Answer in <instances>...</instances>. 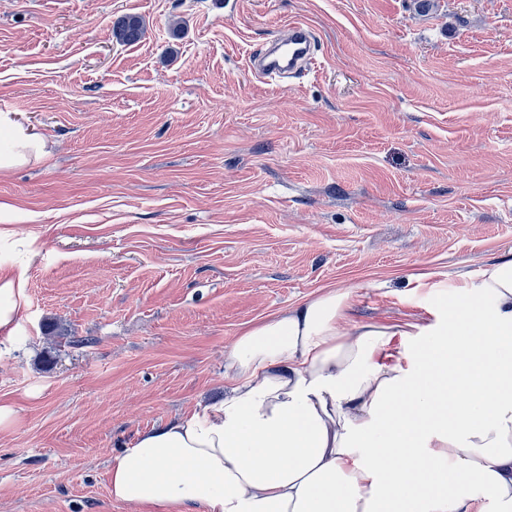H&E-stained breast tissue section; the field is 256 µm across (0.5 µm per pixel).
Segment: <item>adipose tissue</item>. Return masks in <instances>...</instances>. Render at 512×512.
Wrapping results in <instances>:
<instances>
[{"label":"adipose tissue","instance_id":"obj_1","mask_svg":"<svg viewBox=\"0 0 512 512\" xmlns=\"http://www.w3.org/2000/svg\"><path fill=\"white\" fill-rule=\"evenodd\" d=\"M0 171L44 145L0 114ZM442 323H355L326 291L249 326L223 398L140 432L110 493L180 512H512V260Z\"/></svg>","mask_w":512,"mask_h":512}]
</instances>
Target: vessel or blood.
<instances>
[{"mask_svg": "<svg viewBox=\"0 0 512 512\" xmlns=\"http://www.w3.org/2000/svg\"><path fill=\"white\" fill-rule=\"evenodd\" d=\"M314 44V32L306 22H290L286 35L250 54L249 67L257 79L268 82L287 74L311 71L317 64Z\"/></svg>", "mask_w": 512, "mask_h": 512, "instance_id": "vessel-or-blood-1", "label": "vessel or blood"}]
</instances>
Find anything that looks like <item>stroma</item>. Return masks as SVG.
I'll return each mask as SVG.
<instances>
[{"mask_svg": "<svg viewBox=\"0 0 512 512\" xmlns=\"http://www.w3.org/2000/svg\"><path fill=\"white\" fill-rule=\"evenodd\" d=\"M296 19L318 71L266 85ZM1 112L45 154L0 172V512H164L108 461L221 397L242 329L329 289L431 322L416 276L512 259V0H0ZM26 279L24 273L0 278V328L8 329L19 317Z\"/></svg>", "mask_w": 512, "mask_h": 512, "instance_id": "obj_1", "label": "stroma"}]
</instances>
